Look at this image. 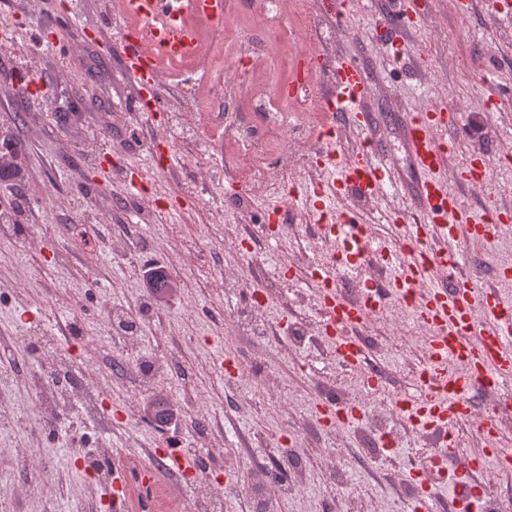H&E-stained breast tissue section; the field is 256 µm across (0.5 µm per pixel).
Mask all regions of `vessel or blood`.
Here are the masks:
<instances>
[{"mask_svg": "<svg viewBox=\"0 0 512 512\" xmlns=\"http://www.w3.org/2000/svg\"><path fill=\"white\" fill-rule=\"evenodd\" d=\"M129 8L143 20L164 16L159 43L169 53L187 48L191 31L181 19L186 9L200 10L213 21H221L224 0H128ZM127 72L139 84L143 110H151L163 88V75L155 54L147 52L132 32L116 43ZM369 93L363 69L352 60L336 57L326 105L330 111L354 115L353 126L368 129L359 113ZM454 118L443 109L423 108L403 114L401 130L409 157L418 173L413 205L420 218L409 221L407 211H391L395 233L375 237L352 216H343L321 225L320 238L334 259L307 266L302 278L315 290L322 313L323 330L330 337L337 361L354 371H362L367 351L356 331L374 313L396 298L410 305L419 324L427 327L428 359L411 387L401 391L399 410L407 424L430 427L442 438L431 456L432 475L448 488V502L465 512L474 497L478 468L512 464V441L506 440L493 420L478 422L481 442L477 455L461 453L455 426L474 412V396L488 379L497 383L512 380V295L496 288L479 287L476 277L442 279L441 271L459 263L461 242L493 246L512 237L511 224H494L474 218L461 205L452 183L481 186L487 170L485 157L470 156L456 172H449L447 149L440 140ZM324 171L339 170L327 188H295L292 200L314 202L317 213H326L327 202L354 195L375 197L384 186L399 187L397 169L380 155V145L366 138L360 150L349 157L336 151L333 133H325L316 153ZM381 263L386 275L364 281L356 295L345 294L337 286V269H350L369 262ZM156 453L164 457V469L143 471L148 485H159L163 471L184 475L195 473L197 464L160 443Z\"/></svg>", "mask_w": 512, "mask_h": 512, "instance_id": "vessel-or-blood-1", "label": "vessel or blood"}]
</instances>
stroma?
Masks as SVG:
<instances>
[{
  "label": "stroma",
  "mask_w": 512,
  "mask_h": 512,
  "mask_svg": "<svg viewBox=\"0 0 512 512\" xmlns=\"http://www.w3.org/2000/svg\"><path fill=\"white\" fill-rule=\"evenodd\" d=\"M341 2L314 0L319 28L311 47L363 64L373 93L362 108L405 183L414 173L399 114L448 108L457 120L443 134L452 144L449 169L471 153L490 161L484 188L457 187L463 207L480 219L494 209L512 221V0H460L456 6L449 0H351L339 23L334 15ZM402 9L409 19L395 44L410 47L407 58L374 34L380 21ZM123 22L109 0H0V23L11 36L0 47V155L13 162L0 180L10 224L0 232V339L10 342L14 367L0 381V512H110L108 485L90 480L84 456L117 464L166 440L192 459L207 449V462L226 473L243 467V437L252 439L255 456L288 442L303 461L296 494L269 488L273 512H402L399 481L381 474L418 461L430 448L407 438L375 460L357 446L354 428L315 424L311 374L352 389L358 380L329 357L311 360L283 333L296 315L318 327L313 289L290 279L261 308L280 330L273 340L243 334L233 321L256 287L255 268L282 275L326 259L321 241L300 235L307 209L281 199L285 219L269 231L277 246L263 245L256 254L239 246L242 221L233 202L246 182L236 153L216 146L199 153L170 140L166 130L184 89L204 81L203 69L170 73L158 112L138 110L139 90L110 49ZM47 32L61 38L51 52L40 40ZM297 39L288 25L274 33L264 73L241 67L226 83L228 95L240 101L246 88L286 79ZM32 80L42 92H31ZM143 137L152 139L150 149H140ZM169 152L179 165L161 169L157 161ZM126 179L141 184L140 199L126 193ZM143 202L151 206V219L134 223ZM403 203L386 188L368 208L339 198L332 209L353 211L385 236L392 232L389 211ZM87 224L96 225L95 237H84ZM150 263L165 267L172 282L167 292L146 286L142 269ZM151 299L155 318L133 338L114 337L111 309ZM389 325L392 340L370 351L369 359L404 384L422 365L423 336L395 307ZM229 355L235 358L230 368L224 365ZM114 357L154 358L158 366L143 383L113 372ZM63 360L95 400L73 393L71 414L50 430L37 423L42 410L28 368L51 370ZM255 366L265 374L260 387L247 383ZM161 400L175 405V424L144 420L145 407ZM20 448L26 461L16 457ZM336 470L351 485L343 499L327 484Z\"/></svg>",
  "instance_id": "1"
}]
</instances>
